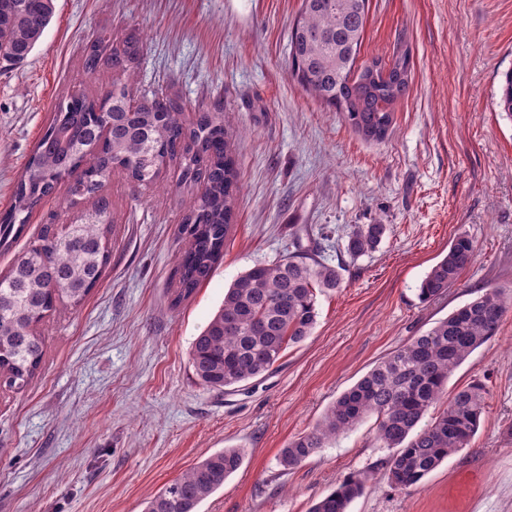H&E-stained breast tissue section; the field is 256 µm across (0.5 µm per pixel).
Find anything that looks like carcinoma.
I'll use <instances>...</instances> for the list:
<instances>
[{"label":"carcinoma","instance_id":"obj_1","mask_svg":"<svg viewBox=\"0 0 512 512\" xmlns=\"http://www.w3.org/2000/svg\"><path fill=\"white\" fill-rule=\"evenodd\" d=\"M368 0H301L290 35L289 67L302 89L343 115L361 139L379 143L395 123V105L412 80L410 55L396 53L389 79L369 78V65L355 72ZM54 0H0V64L15 66L31 54L54 14ZM143 40L130 35L112 43L101 29L85 48L83 70L94 80L104 69L134 79ZM102 98L80 89L69 93L33 149L10 207L0 213V247L8 250L37 208L67 177L70 203L95 197L79 224L43 227L38 238L0 278V380L22 389L35 377L44 356L38 326L57 300L80 305L99 283L110 258L107 242L112 211L99 195L116 173L155 185L167 161L179 160L183 178L201 183L180 225L186 243L177 269V300L191 296L224 257V241L240 190L229 150L224 113L198 108L187 120L173 98L154 92L132 106L126 84L114 82ZM500 111L512 117V71L504 74ZM385 224H356L344 253L356 260L381 244ZM475 255L473 241L461 234L448 253L426 273L422 300L454 285ZM341 287L339 268L302 253L257 263L224 294V304L196 337L191 360L198 380L223 390L268 372L292 345L309 338L317 323V293ZM512 291L485 288L424 333L398 347L343 392L308 431L281 449L286 470L302 466L336 435L363 419L375 418V440L390 450L383 465L392 486L410 491L448 456L469 447L487 404L484 384L473 381L445 398L448 381L479 347L496 335ZM435 409L427 424L421 421ZM240 448H224L163 486L146 512H198V506L224 486L242 465ZM366 477L345 478L315 501L309 512H348L365 489Z\"/></svg>","mask_w":512,"mask_h":512}]
</instances>
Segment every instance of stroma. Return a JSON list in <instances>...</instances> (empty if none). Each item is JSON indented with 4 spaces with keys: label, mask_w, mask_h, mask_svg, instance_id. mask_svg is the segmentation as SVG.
<instances>
[{
    "label": "stroma",
    "mask_w": 512,
    "mask_h": 512,
    "mask_svg": "<svg viewBox=\"0 0 512 512\" xmlns=\"http://www.w3.org/2000/svg\"><path fill=\"white\" fill-rule=\"evenodd\" d=\"M301 0H55L43 37L0 72V212L67 92L110 88L82 70L93 32L141 33L131 96L160 89L187 109L220 108L241 135L230 149L241 190L224 258L177 300L181 219L196 195L178 161L161 187L114 176L110 261L77 307L61 303L41 330L45 355L20 391L0 389V512H144L148 498L231 446L241 467L198 512H308L345 477H368L348 512H512V311L448 382L481 381L487 407L469 448L409 493L365 419L303 466L279 453L379 360L489 287L512 289V120L497 107L512 70V0H368L360 61L408 48L413 80L380 144L307 95L288 69ZM66 185L0 252V274L44 225L78 220ZM355 224H384L378 249L343 252ZM475 257L460 280L424 301L419 286L458 234ZM301 250L342 265L319 294L312 336L269 372L224 391L197 379L190 350L243 272Z\"/></svg>",
    "instance_id": "35a3bbf8"
}]
</instances>
